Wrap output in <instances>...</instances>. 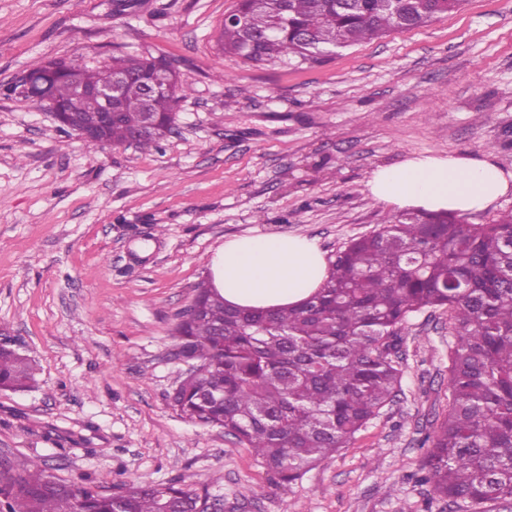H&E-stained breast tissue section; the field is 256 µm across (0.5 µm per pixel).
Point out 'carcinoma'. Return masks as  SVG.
Here are the masks:
<instances>
[{
  "instance_id": "obj_1",
  "label": "carcinoma",
  "mask_w": 512,
  "mask_h": 512,
  "mask_svg": "<svg viewBox=\"0 0 512 512\" xmlns=\"http://www.w3.org/2000/svg\"><path fill=\"white\" fill-rule=\"evenodd\" d=\"M464 0H238L219 32L222 50L249 63L299 57L320 62L336 49L424 27ZM44 94L72 112L96 103L74 92L67 70L107 85L124 71L150 78L164 57H114L105 69L56 61ZM147 100L127 90L103 143L158 147L189 88ZM328 277L308 299L281 309L232 308L198 284L179 315L176 356L193 366L173 408L217 427L253 450L270 476L292 482L335 455L393 402L401 388L400 344L410 314L448 310L454 338L448 367V418L432 439L422 481L460 509L512 505V212L469 224L445 211H410L351 240L328 260ZM36 383L32 360L0 342V389ZM208 494L184 484L66 482L32 459L21 474L0 469V512H206Z\"/></svg>"
}]
</instances>
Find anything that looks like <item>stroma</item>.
I'll return each mask as SVG.
<instances>
[{
	"label": "stroma",
	"mask_w": 512,
	"mask_h": 512,
	"mask_svg": "<svg viewBox=\"0 0 512 512\" xmlns=\"http://www.w3.org/2000/svg\"><path fill=\"white\" fill-rule=\"evenodd\" d=\"M235 5L0 0V84L35 61L163 55L191 89L150 151L87 144L0 95V331L37 365L32 389L0 390V459L42 458L64 481L181 478L224 512H448L418 481L448 414L446 310L406 323L396 400L277 484L171 406L175 326L224 240L298 234L331 255L395 214L366 189L377 166L491 153L512 171V0H465L315 65L219 52Z\"/></svg>",
	"instance_id": "1"
}]
</instances>
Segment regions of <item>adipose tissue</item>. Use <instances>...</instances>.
<instances>
[{"label": "adipose tissue", "instance_id": "obj_1", "mask_svg": "<svg viewBox=\"0 0 512 512\" xmlns=\"http://www.w3.org/2000/svg\"><path fill=\"white\" fill-rule=\"evenodd\" d=\"M371 196L391 206L458 215L492 206L512 192V172L492 155L418 156L378 166L366 184ZM327 261L317 240L300 235L239 236L217 247L211 281L229 304L283 308L314 293Z\"/></svg>", "mask_w": 512, "mask_h": 512}]
</instances>
